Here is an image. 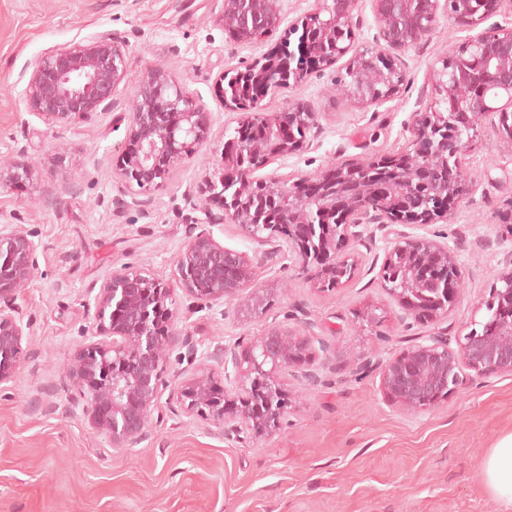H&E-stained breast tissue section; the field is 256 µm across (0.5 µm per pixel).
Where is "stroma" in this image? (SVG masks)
I'll use <instances>...</instances> for the list:
<instances>
[{"label": "stroma", "mask_w": 512, "mask_h": 512, "mask_svg": "<svg viewBox=\"0 0 512 512\" xmlns=\"http://www.w3.org/2000/svg\"><path fill=\"white\" fill-rule=\"evenodd\" d=\"M224 0H0V156L23 148L38 166L34 180L0 187V224L31 235L39 269L17 304L29 327L27 364L0 384V512H512L483 480L486 460L512 434V374L465 372L459 393L434 408L405 414L380 386L382 362L408 340L438 329L402 321L378 275L394 237L376 231L352 249L353 276L339 288H312L295 254L257 268L255 281L230 303L198 308L174 292L176 326L194 350H175L150 421L133 448H114L90 427L76 388L58 372L78 347L95 341L99 288L130 263L164 279L176 255L201 230L225 248L252 255L239 226L212 223L217 205L187 194L222 165L224 142L241 115L217 81L283 44L297 45L296 25L316 0H283L269 37L242 43L221 22ZM109 31L125 40L128 65L111 108L55 124L31 112L27 84L49 49ZM470 28L440 16L436 30L401 53L405 80L369 107L339 94L349 65L308 73L298 85L270 89L267 112L297 100L318 114L308 148L278 158L261 176L313 177L331 164L405 152L413 114L434 96L432 68L446 42L466 43ZM170 69L202 111L210 134L201 159L178 165L133 203L101 157L127 149V116L146 69ZM473 190L449 220L407 227L455 252L466 290L448 315L456 344L485 319V302L512 254V138L488 115L460 156ZM271 326L308 332L321 382L290 408L268 436L235 438L184 411L177 388L216 344L249 342Z\"/></svg>", "instance_id": "35a3bbf8"}]
</instances>
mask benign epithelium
Listing matches in <instances>:
<instances>
[{"label":"benign epithelium","mask_w":512,"mask_h":512,"mask_svg":"<svg viewBox=\"0 0 512 512\" xmlns=\"http://www.w3.org/2000/svg\"><path fill=\"white\" fill-rule=\"evenodd\" d=\"M512 0H375L380 38L388 49L404 52L430 36L439 16L448 12L455 21L479 29L462 50H451L442 64L454 61L449 79L444 69L431 72L432 102L414 113L415 142L423 143L438 169L451 174L440 183L434 197L420 191L411 154L382 156L351 165H335L316 178L293 181L273 178L267 203L241 201L257 182L253 163L269 164L310 144L318 128L317 112L306 101L285 112H264L263 94L227 99L241 111L238 139L224 150V167L201 188L204 201L224 210V219L237 224L262 246L254 257L225 248L202 230L187 242L176 258V279L158 278L127 264L113 271L102 284L95 304L96 334L101 339L81 345L67 368L69 381L85 401L88 423L108 434L114 448H133L146 439L151 413L163 385V369L171 352L184 344L181 333L169 328L174 318L168 306L174 288L193 302L211 306L230 302L254 282V269L275 261L281 245L274 237L288 235L302 270L315 267L314 287H338L355 271L350 244L363 240L371 224H432L447 219L472 189V182L457 167L465 141L460 130L477 128L492 112L509 122L512 109V26L482 27ZM357 0H318L302 20L298 52L264 58L244 71L259 83L289 86L308 73L299 57L313 58L328 67L350 51L341 38L356 25ZM281 0H224V27L243 43L264 38L280 25ZM380 52L364 45L355 50L340 84L344 94L368 107L396 92L404 81L401 67L391 59L374 63ZM127 68V44L109 32L86 43L51 49L35 63L28 80V108L55 123L112 105V97ZM451 107L444 111L443 102ZM210 113L179 86L161 66L147 69L128 113V137L133 148L112 159V173L137 186L142 207L146 195L164 185L175 167L194 158L206 142ZM37 166L25 158V150L0 158V186L30 180ZM234 187L235 198L224 194ZM404 271L395 285L385 286L402 311V319L437 322L448 317L462 294L461 278L448 276L458 269L448 246L427 237L400 233L387 250L380 268ZM37 246L22 230L0 226V383L9 380L26 359L25 325L16 303L18 293L38 270ZM436 297L422 309L414 297L427 287ZM505 323L485 333L472 328L448 346L445 333L420 336L388 358L381 371V385L388 401L403 412L417 414L458 393L463 370L481 376L512 373V307L501 309ZM310 337L272 326L242 347L220 344L209 359L234 369L232 390L218 387L214 374L198 371L179 390L189 414L235 435L254 437L278 429L291 407L293 394L283 375L301 369L303 385L319 383L318 373L306 364Z\"/></svg>","instance_id":"benign-epithelium-1"}]
</instances>
